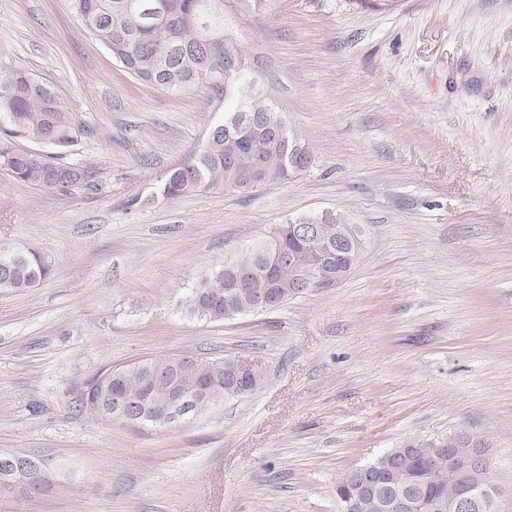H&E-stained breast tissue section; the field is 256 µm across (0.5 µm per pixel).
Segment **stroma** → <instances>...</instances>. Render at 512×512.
Wrapping results in <instances>:
<instances>
[{
    "instance_id": "35a3bbf8",
    "label": "stroma",
    "mask_w": 512,
    "mask_h": 512,
    "mask_svg": "<svg viewBox=\"0 0 512 512\" xmlns=\"http://www.w3.org/2000/svg\"><path fill=\"white\" fill-rule=\"evenodd\" d=\"M233 35L315 162L167 200L223 103L138 82L67 0H0V70L51 85L92 130L70 161L101 169L65 193L0 170V249L53 262L0 292V448L52 456L64 486L0 512H337L348 470L457 433L485 442L512 512V0H282ZM333 218L365 241L337 287L232 321L182 314L275 225ZM218 355L258 365L262 387L172 427L81 408L99 372Z\"/></svg>"
}]
</instances>
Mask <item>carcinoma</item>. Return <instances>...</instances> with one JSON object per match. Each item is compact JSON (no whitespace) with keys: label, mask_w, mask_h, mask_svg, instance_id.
<instances>
[{"label":"carcinoma","mask_w":512,"mask_h":512,"mask_svg":"<svg viewBox=\"0 0 512 512\" xmlns=\"http://www.w3.org/2000/svg\"><path fill=\"white\" fill-rule=\"evenodd\" d=\"M74 16L86 32L111 53L113 59L138 81L174 92L207 87L224 101V120L209 132L203 149L187 163L171 169L160 187L161 195L174 199L184 194L222 189L248 193L288 181L307 170L291 163L295 147L312 156L309 147L288 128L273 102L252 93L248 71L227 73L224 50L232 40L230 17L261 19L275 10L277 0H68ZM92 134L77 120L52 86L20 67L0 70V169L19 183L67 192L75 187L97 185L99 170L85 163L66 161L67 152ZM43 143L46 152L34 154L16 141ZM317 234L331 251L322 288L336 287L358 263L361 252L336 249V241L362 238L352 224H319ZM318 256L308 242L294 233L293 225L278 224L268 239L248 248L224 266L200 277L188 289L182 313L209 322L234 320L278 309L300 297L298 284L311 274ZM51 261L37 250L0 249V292L21 293L50 277ZM249 278L232 280V273ZM270 293L274 303L257 307L261 294ZM169 360L148 358L112 370V390L139 405L145 421L138 426L160 427L158 422L173 395L188 401L187 416L221 401L254 393L263 374L254 368L239 376L236 360L229 357L194 359L172 370ZM86 386L82 406L90 408L101 397L100 379ZM464 459L483 451L485 444L467 435L438 441ZM406 445L405 465L393 469L398 449L390 448L371 462L384 474L387 487L377 492L361 490L353 471L336 488L338 504L357 503L355 512H389V501L411 497L414 501L438 498L444 512H454L460 483L448 476V464L425 463Z\"/></svg>","instance_id":"carcinoma-1"}]
</instances>
